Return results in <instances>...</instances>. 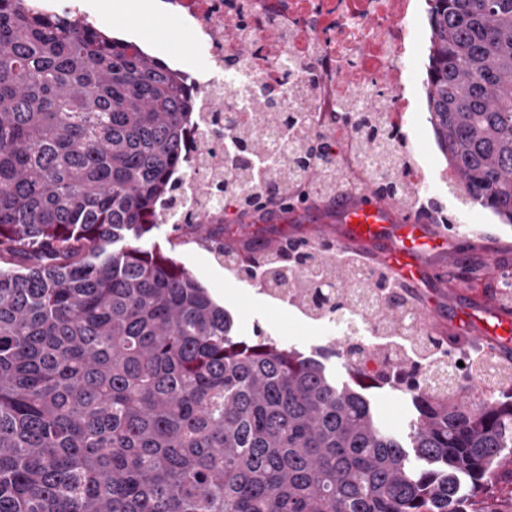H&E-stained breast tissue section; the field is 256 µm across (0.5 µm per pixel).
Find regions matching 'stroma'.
I'll list each match as a JSON object with an SVG mask.
<instances>
[{"mask_svg": "<svg viewBox=\"0 0 512 512\" xmlns=\"http://www.w3.org/2000/svg\"><path fill=\"white\" fill-rule=\"evenodd\" d=\"M143 0H89L94 22L109 19L112 31H130L157 40L187 56L196 51L181 24L161 14L142 11ZM414 135L409 162L418 164L430 181L429 193L449 220L467 217L472 226L470 239L449 237L448 251L431 256L428 264L440 275L444 288L438 307L446 315L469 311L473 300L495 295L496 279L488 260L487 247L495 245L500 261L512 264V224L501 223L490 211L471 206L459 189L439 179L446 162L438 149L429 123L427 106L406 115ZM143 247L157 249L183 263L210 294H223L224 309L234 319L241 338H273L306 354L322 351L330 339L340 336L337 322L307 316L293 303H284L266 294L259 281L247 282L226 268L215 246L195 235L174 231L162 224L141 241ZM376 413L389 430L406 433V424L415 417L410 393L387 386L367 392Z\"/></svg>", "mask_w": 512, "mask_h": 512, "instance_id": "35a3bbf8", "label": "stroma"}]
</instances>
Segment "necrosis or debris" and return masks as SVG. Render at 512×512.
<instances>
[{
    "instance_id": "obj_1",
    "label": "necrosis or debris",
    "mask_w": 512,
    "mask_h": 512,
    "mask_svg": "<svg viewBox=\"0 0 512 512\" xmlns=\"http://www.w3.org/2000/svg\"><path fill=\"white\" fill-rule=\"evenodd\" d=\"M165 11L191 34L205 63L200 69L179 56L165 63L192 89L203 117L223 111L241 90H255L273 74L280 101L289 111L317 114L318 123L336 134L334 159L359 180L376 181L354 149L341 112L361 113L367 103L385 100L382 126L391 129L394 149L409 142L405 115L412 107L407 88L418 69L407 59L420 47L421 19L434 0H163ZM287 33L292 56H279L268 31Z\"/></svg>"
}]
</instances>
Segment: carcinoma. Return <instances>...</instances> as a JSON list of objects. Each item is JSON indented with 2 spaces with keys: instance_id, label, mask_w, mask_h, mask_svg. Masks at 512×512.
<instances>
[{
  "instance_id": "obj_1",
  "label": "carcinoma",
  "mask_w": 512,
  "mask_h": 512,
  "mask_svg": "<svg viewBox=\"0 0 512 512\" xmlns=\"http://www.w3.org/2000/svg\"><path fill=\"white\" fill-rule=\"evenodd\" d=\"M0 0V512H512V396L475 400L476 382L512 360L477 357L464 384L422 389L395 354L339 387L293 346L233 334V320L186 266L138 241L173 225L213 240L177 194L190 168L196 99L177 73L93 21ZM429 121L466 196L512 224V0H437L429 17ZM373 112L355 127L376 163L394 135ZM288 112L236 127L298 137L269 175L322 166L323 138ZM354 264L323 251L276 256L264 285L310 313L356 315ZM382 334L416 309L385 295ZM433 350L446 339L414 334ZM412 395L405 445L365 387Z\"/></svg>"
}]
</instances>
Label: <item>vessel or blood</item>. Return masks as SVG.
I'll return each mask as SVG.
<instances>
[{"label":"vessel or blood","instance_id":"vessel-or-blood-1","mask_svg":"<svg viewBox=\"0 0 512 512\" xmlns=\"http://www.w3.org/2000/svg\"><path fill=\"white\" fill-rule=\"evenodd\" d=\"M330 220L339 225L337 246L359 251L368 264L388 267L398 280L415 288L433 279L427 256L445 252L449 235L462 238L467 233L463 223L455 225L453 233L441 232L426 217L397 208L368 191L357 196L340 194L323 215L313 208H300L288 217L289 223L305 225L310 235L317 224ZM462 324L476 328L496 352L512 354V314L500 311L494 301L473 309Z\"/></svg>","mask_w":512,"mask_h":512}]
</instances>
